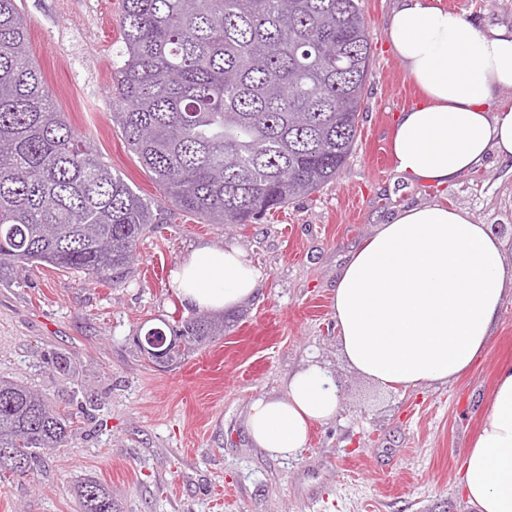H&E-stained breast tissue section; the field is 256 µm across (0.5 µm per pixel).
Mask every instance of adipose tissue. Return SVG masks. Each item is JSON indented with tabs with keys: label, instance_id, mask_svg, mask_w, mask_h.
<instances>
[{
	"label": "adipose tissue",
	"instance_id": "adipose-tissue-1",
	"mask_svg": "<svg viewBox=\"0 0 512 512\" xmlns=\"http://www.w3.org/2000/svg\"><path fill=\"white\" fill-rule=\"evenodd\" d=\"M385 35L423 102L400 113L391 152L403 180L445 185L512 158V105L489 103L512 88V29L484 32L437 0H397ZM263 281L242 249L201 246L179 263V302L230 310ZM512 296V264L487 225L440 204L402 208L350 255L336 279L333 316L347 365L384 389L445 384L467 373L492 341ZM283 399L251 401L253 443L297 456L313 424L332 420L339 391L319 365L288 378ZM460 483L473 512H512V365L497 374L490 408L465 453Z\"/></svg>",
	"mask_w": 512,
	"mask_h": 512
}]
</instances>
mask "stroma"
<instances>
[{
  "mask_svg": "<svg viewBox=\"0 0 512 512\" xmlns=\"http://www.w3.org/2000/svg\"><path fill=\"white\" fill-rule=\"evenodd\" d=\"M120 2L23 5L33 58L58 110L155 201L158 190L113 125L107 99ZM459 2L482 31L512 27V0ZM394 6L360 0L373 61L360 134L334 183L245 226L169 213L139 241L121 288L37 263L0 282V378L27 382L74 420L69 447L49 455L38 475L0 480V512H80L77 487L88 479L108 489L114 512H469L458 478L497 369L512 362V297L489 351L444 385L380 389L351 371L336 345V276L402 206L464 210L503 239L512 260V160L490 159L441 186L403 181L389 159L398 115L422 100L385 37ZM203 245L240 247L263 282L225 311L222 336L158 369L133 338L190 316L170 275ZM60 357L66 370L55 367ZM310 362L340 383L336 417L313 426L297 457L271 458L248 437L250 402L286 398L289 375Z\"/></svg>",
  "mask_w": 512,
  "mask_h": 512,
  "instance_id": "1",
  "label": "stroma"
}]
</instances>
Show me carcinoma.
I'll use <instances>...</instances> for the list:
<instances>
[{
  "label": "carcinoma",
  "mask_w": 512,
  "mask_h": 512,
  "mask_svg": "<svg viewBox=\"0 0 512 512\" xmlns=\"http://www.w3.org/2000/svg\"><path fill=\"white\" fill-rule=\"evenodd\" d=\"M22 0H0V279L30 263L121 287L161 214L80 138L30 57ZM112 123L175 210L249 224L336 181L359 136L372 43L359 0H122ZM183 348L224 335L194 314ZM72 425L0 380V475L38 471ZM81 512H112L90 479Z\"/></svg>",
  "instance_id": "carcinoma-1"
}]
</instances>
